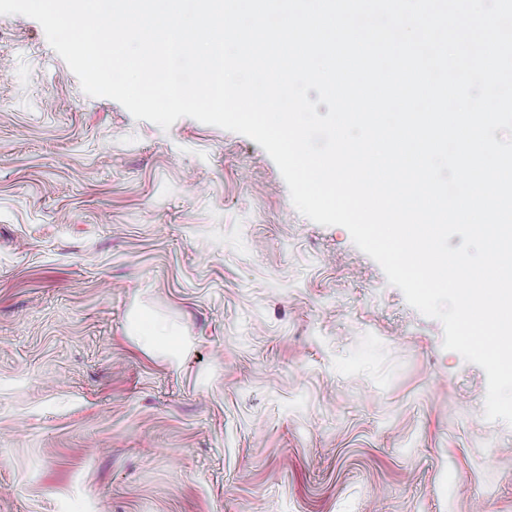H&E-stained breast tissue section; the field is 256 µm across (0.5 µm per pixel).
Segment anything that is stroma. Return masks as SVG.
Masks as SVG:
<instances>
[{
    "label": "stroma",
    "mask_w": 512,
    "mask_h": 512,
    "mask_svg": "<svg viewBox=\"0 0 512 512\" xmlns=\"http://www.w3.org/2000/svg\"><path fill=\"white\" fill-rule=\"evenodd\" d=\"M486 391L257 143L0 15V512H512Z\"/></svg>",
    "instance_id": "1"
}]
</instances>
